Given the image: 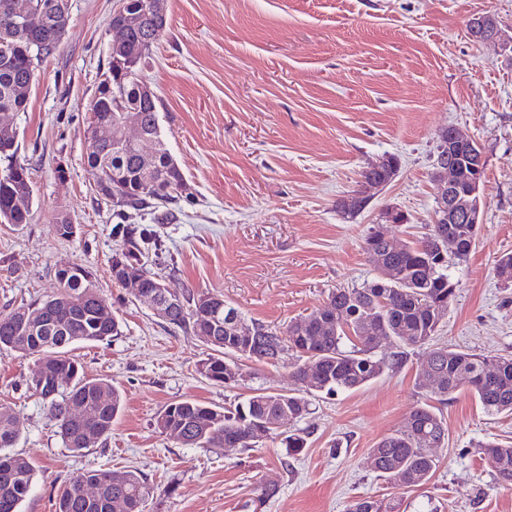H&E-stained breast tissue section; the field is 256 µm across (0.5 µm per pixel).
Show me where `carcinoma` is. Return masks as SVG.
<instances>
[{"label":"carcinoma","instance_id":"cac0c4a2","mask_svg":"<svg viewBox=\"0 0 512 512\" xmlns=\"http://www.w3.org/2000/svg\"><path fill=\"white\" fill-rule=\"evenodd\" d=\"M31 17L27 33L19 32L13 20L0 11V122L27 111L36 65L59 45L69 23V10L62 0H0ZM149 0H128L142 15L141 27L131 35L120 53L109 59L92 105L90 125L117 124L134 118L149 134L156 131L160 116L157 99L142 93L143 69L152 47L164 35L167 19L153 12ZM84 155L86 170L94 180L98 196L118 211H152L177 203V187L183 173L167 143L162 142L145 166L134 154L106 141L88 137ZM397 172V160L387 158L379 168L362 173L374 181H387ZM123 185L118 200H112V177ZM33 181L28 164L18 157L15 139H0V224L19 226L31 220ZM122 239L112 256V277L122 282L127 275L142 277L143 291L156 293L165 275L173 270L156 232L144 224H119ZM476 224H432L429 232L399 251L390 248L381 232L370 228L364 250L374 276L358 286L336 288L319 309L296 320L284 330L259 322H246L241 313L218 295L198 294L187 289L179 294L181 304L172 307L163 321L188 331L211 349L198 365L206 379L235 384L243 378L241 361L274 364L284 354L295 355L292 375L300 384L295 393L256 391L244 402L230 407H212L183 400L168 404L158 415L156 428L168 432L179 443L195 448H222L224 441L238 448L258 446L256 432L270 418L283 417V429L268 439L279 441L286 455L304 453L305 432L294 428L308 414L310 397L334 396L356 390L392 371L406 360L408 350L429 346L417 373V384L427 386V376L439 378L435 394L440 400L461 390L474 396L489 417L512 415V356L476 353L435 345L440 321L457 288L449 269L465 260L476 244ZM452 237L456 248L448 251L442 238ZM154 255L157 270L145 259ZM495 272L504 284H512V254L501 256ZM53 293L22 303L0 313V347L36 358L39 378L28 380L55 421L59 436L73 452L91 448L108 438L112 422L122 409V398L112 382L88 379L66 348L72 344L97 343L120 333V324L109 301L99 292L84 267L72 265L66 277L56 276ZM393 351L380 354L381 340ZM85 403L89 417L69 413L70 403ZM19 436L17 422L6 406H0V506L19 512L29 496L35 467L26 457L9 451ZM448 437L444 418L436 408L421 403L406 426L379 440L368 453L370 468L397 490L426 485L439 459L434 449ZM483 455L498 482L512 484V445L487 444ZM280 491L274 480L263 483L252 500L259 509ZM151 488L137 470L126 471L121 482L109 480L102 469L84 471L69 480L56 502L55 512H110V504L122 502L124 512H142ZM394 497H360L347 512H400Z\"/></svg>","mask_w":512,"mask_h":512}]
</instances>
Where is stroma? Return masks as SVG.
<instances>
[{
  "label": "stroma",
  "mask_w": 512,
  "mask_h": 512,
  "mask_svg": "<svg viewBox=\"0 0 512 512\" xmlns=\"http://www.w3.org/2000/svg\"><path fill=\"white\" fill-rule=\"evenodd\" d=\"M69 4L67 31L37 66L27 111L11 122L34 203L29 224H0V312L52 293L63 265L92 272L121 333L71 354L86 377L120 390L123 408L103 444L72 452L27 388L34 358L0 350V404L20 427L14 450L36 465L22 512H55L80 472L133 467L153 489L143 512H256L251 502L269 479L280 491L257 512H346L357 497L387 493L367 453L424 402L441 412L448 441L429 485L404 493L405 512H512V487L498 485L481 452L487 442L512 445V416H486L465 391L441 401L419 388L422 348L356 391L312 398L297 424L307 448L291 462L272 441L212 452L160 433L155 421L173 401L224 407L255 388L295 389L293 359L246 363L235 386L208 381L197 372L207 346L113 280L119 218L83 157L116 0ZM165 8L167 29L145 80L185 189L168 217L133 211L128 221L154 229L172 257L167 286L223 296L245 319L285 328L331 290L372 277L363 249L370 227L401 244L426 233L438 135L454 126L482 146L485 179L481 229L450 270L457 296L437 340L512 355V285L495 275L497 257L512 253V56L475 44L466 27L490 11L512 29V0H165ZM391 155L399 159L392 182L355 218H342L337 201ZM389 209L406 225L384 222ZM62 213L78 226L69 240L56 234Z\"/></svg>",
  "instance_id": "stroma-1"
}]
</instances>
